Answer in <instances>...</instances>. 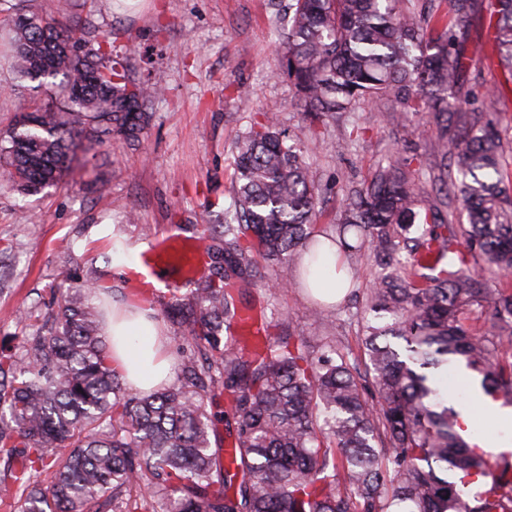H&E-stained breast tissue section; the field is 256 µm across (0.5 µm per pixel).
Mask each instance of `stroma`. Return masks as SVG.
Returning <instances> with one entry per match:
<instances>
[{
  "mask_svg": "<svg viewBox=\"0 0 512 512\" xmlns=\"http://www.w3.org/2000/svg\"><path fill=\"white\" fill-rule=\"evenodd\" d=\"M288 0H58L60 15L90 42L102 41L130 76L145 79L164 72L166 94L147 107L148 123L138 140L118 137L90 151L77 150L57 185L22 197L0 178V338L22 345L40 325L52 300L68 288L95 283L107 301L127 303L134 285L112 276L105 256L113 236L130 244L175 231L194 242L195 225L231 201V143L269 103L280 108L282 125L298 146L311 179L322 189L320 226L335 223L355 183L369 179L378 164L422 152L423 139L410 136L401 113L376 103L337 113L323 137L328 150L313 149L315 133L302 119L303 108L287 77L275 75L286 26ZM0 44V134L15 112L53 97L54 88L14 80ZM479 79L472 97L502 88L510 107L501 130L512 144V84L500 70L474 57ZM249 88L238 96L237 85ZM268 319L287 310L294 332L342 337L360 355L353 296L325 307L303 288L275 296L257 293Z\"/></svg>",
  "mask_w": 512,
  "mask_h": 512,
  "instance_id": "35a3bbf8",
  "label": "stroma"
}]
</instances>
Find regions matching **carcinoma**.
I'll return each mask as SVG.
<instances>
[{
  "instance_id": "1",
  "label": "carcinoma",
  "mask_w": 512,
  "mask_h": 512,
  "mask_svg": "<svg viewBox=\"0 0 512 512\" xmlns=\"http://www.w3.org/2000/svg\"><path fill=\"white\" fill-rule=\"evenodd\" d=\"M276 74L312 127L357 103L431 114L430 149L381 165L348 192L336 236L314 232L322 189L287 143L277 108L232 142L230 206L200 225L209 274L168 289L164 317L193 357L153 393L112 361L92 284L69 288L26 345L0 347V501L10 512H512V477L491 474L443 377L459 365L512 406V196L503 186L506 102L465 108V35L487 23L491 58L512 83V0H292ZM12 73L60 93L17 114L0 139L14 187L33 196L103 136L134 140L163 96L156 72L133 83L103 43L55 16L53 0L0 32ZM439 171L434 199L423 179ZM466 223H455L448 202ZM336 244L353 270L382 273L362 295L361 356L334 336H264L262 311L236 292L325 277ZM274 269L263 271L259 259ZM224 390L232 447H211L208 397ZM55 471L44 489L38 476Z\"/></svg>"
}]
</instances>
